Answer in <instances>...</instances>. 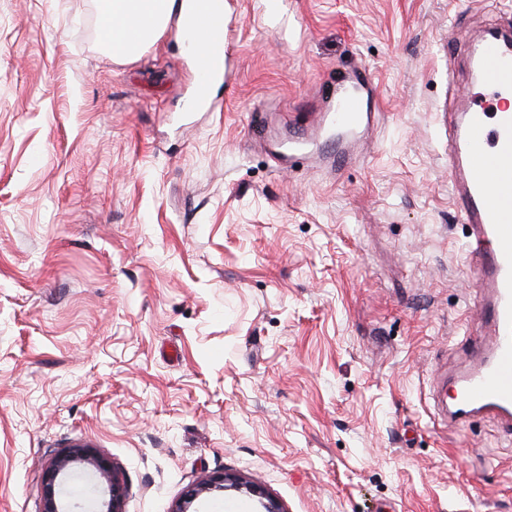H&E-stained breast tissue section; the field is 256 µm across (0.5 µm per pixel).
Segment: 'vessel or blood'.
Wrapping results in <instances>:
<instances>
[{"label": "vessel or blood", "instance_id": "vessel-or-blood-1", "mask_svg": "<svg viewBox=\"0 0 512 512\" xmlns=\"http://www.w3.org/2000/svg\"><path fill=\"white\" fill-rule=\"evenodd\" d=\"M206 12L211 20L206 51L195 49L193 17ZM183 39L193 51L201 79L188 108L209 103L210 89L225 81L228 66L224 0H188ZM475 75L467 105L448 129V179L464 222L465 243L475 284L482 294L483 331L475 336L479 360L450 377V402L442 407L446 421L470 423L491 415L512 428V37L484 35L471 54ZM374 87L369 73L354 68L321 92L312 130L336 136L337 163L350 161V149L373 122Z\"/></svg>", "mask_w": 512, "mask_h": 512}]
</instances>
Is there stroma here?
Wrapping results in <instances>:
<instances>
[{"label": "stroma", "mask_w": 512, "mask_h": 512, "mask_svg": "<svg viewBox=\"0 0 512 512\" xmlns=\"http://www.w3.org/2000/svg\"><path fill=\"white\" fill-rule=\"evenodd\" d=\"M224 27L228 80L186 112L176 23L121 61L94 0H0V512H42L78 442L126 512L225 471L285 512H512V431L431 398L481 328L442 116L512 0H224ZM354 66L381 111L356 159H276ZM75 463L89 465L107 484L109 499L102 502L99 512H124L125 486L120 470L105 455L85 444H73L61 449L47 464L42 475V512L62 510L57 501V488L64 482L68 469ZM105 508V509H103Z\"/></svg>", "instance_id": "stroma-1"}]
</instances>
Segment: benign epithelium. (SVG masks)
Here are the masks:
<instances>
[{
    "instance_id": "obj_1",
    "label": "benign epithelium",
    "mask_w": 512,
    "mask_h": 512,
    "mask_svg": "<svg viewBox=\"0 0 512 512\" xmlns=\"http://www.w3.org/2000/svg\"><path fill=\"white\" fill-rule=\"evenodd\" d=\"M75 463L89 465L107 484L109 499L102 502L99 512H124L126 492L119 468L108 457L85 444H73L61 449L47 464L42 475V512H64L57 501V488ZM228 488L244 490L262 499L264 512H284L279 502L270 497L261 484L231 473L209 477L187 488L175 502L172 512H189L201 495Z\"/></svg>"
}]
</instances>
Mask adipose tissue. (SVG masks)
<instances>
[{
    "label": "adipose tissue",
    "instance_id": "1",
    "mask_svg": "<svg viewBox=\"0 0 512 512\" xmlns=\"http://www.w3.org/2000/svg\"><path fill=\"white\" fill-rule=\"evenodd\" d=\"M176 0H96L101 29L113 58L130 60L154 45Z\"/></svg>",
    "mask_w": 512,
    "mask_h": 512
}]
</instances>
